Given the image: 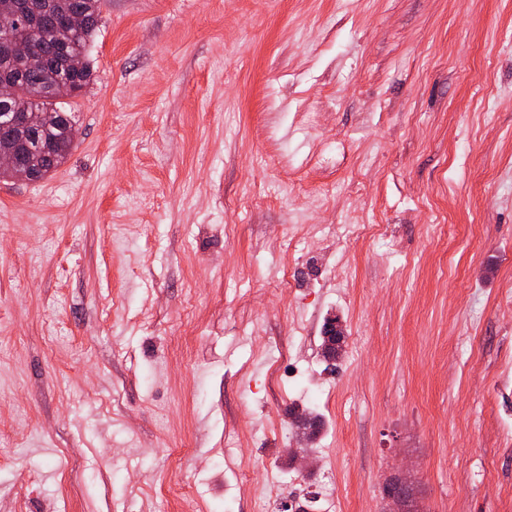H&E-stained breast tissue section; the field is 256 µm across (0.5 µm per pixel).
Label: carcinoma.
<instances>
[{"mask_svg":"<svg viewBox=\"0 0 512 512\" xmlns=\"http://www.w3.org/2000/svg\"><path fill=\"white\" fill-rule=\"evenodd\" d=\"M101 0H0V40H22L43 55L42 72L26 69L21 58L0 47V78L12 80L13 97L0 104V152L17 158L16 171L42 179L70 155L74 113L60 102L50 75L65 79L77 97L92 81L85 55L98 24ZM78 14L82 25L66 20Z\"/></svg>","mask_w":512,"mask_h":512,"instance_id":"1","label":"carcinoma"}]
</instances>
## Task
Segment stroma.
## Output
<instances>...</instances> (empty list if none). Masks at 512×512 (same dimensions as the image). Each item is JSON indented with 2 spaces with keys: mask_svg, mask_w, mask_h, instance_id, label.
<instances>
[{
  "mask_svg": "<svg viewBox=\"0 0 512 512\" xmlns=\"http://www.w3.org/2000/svg\"><path fill=\"white\" fill-rule=\"evenodd\" d=\"M88 58L0 179V512H512V0H102ZM323 338L326 340V354L329 360L336 358L338 351L344 342L345 331L342 324L336 320V317H329L324 323ZM413 485L409 470H407L401 481L395 486L385 485L383 488V499L386 502V508L382 512H401L403 511V503L401 498V490L409 489Z\"/></svg>",
  "mask_w": 512,
  "mask_h": 512,
  "instance_id": "35a3bbf8",
  "label": "stroma"
}]
</instances>
